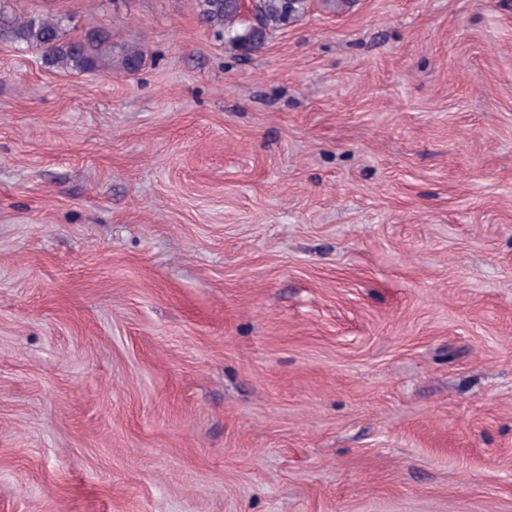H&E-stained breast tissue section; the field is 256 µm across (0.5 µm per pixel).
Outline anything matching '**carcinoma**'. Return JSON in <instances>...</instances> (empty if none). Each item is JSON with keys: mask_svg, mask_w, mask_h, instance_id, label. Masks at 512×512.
<instances>
[{"mask_svg": "<svg viewBox=\"0 0 512 512\" xmlns=\"http://www.w3.org/2000/svg\"><path fill=\"white\" fill-rule=\"evenodd\" d=\"M10 2L0 0V43L17 49L35 48L46 64L55 68L97 72L107 78L116 72H134L141 65L137 47L116 48L104 29H92L76 39H66L68 14H19ZM197 2L202 22L244 54L263 48L275 31L296 21L307 8V0H256L254 22L245 17L239 0Z\"/></svg>", "mask_w": 512, "mask_h": 512, "instance_id": "1", "label": "carcinoma"}]
</instances>
